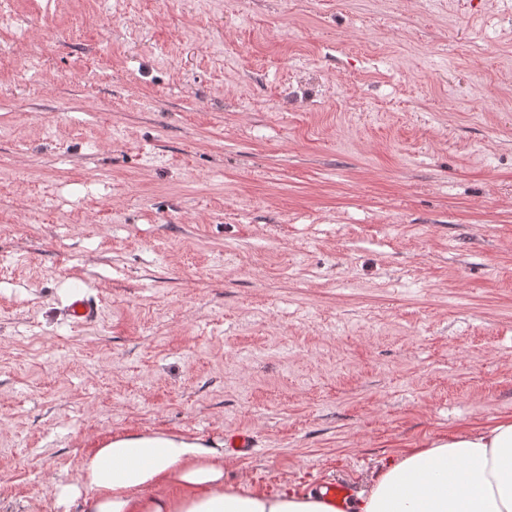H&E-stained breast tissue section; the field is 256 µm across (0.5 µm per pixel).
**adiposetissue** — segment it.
I'll return each instance as SVG.
<instances>
[{
	"label": "adipose tissue",
	"instance_id": "obj_1",
	"mask_svg": "<svg viewBox=\"0 0 512 512\" xmlns=\"http://www.w3.org/2000/svg\"><path fill=\"white\" fill-rule=\"evenodd\" d=\"M89 512H336L313 495L275 496L228 482L215 449L177 434L114 437L83 463ZM353 512H512V419L460 432L382 464Z\"/></svg>",
	"mask_w": 512,
	"mask_h": 512
}]
</instances>
